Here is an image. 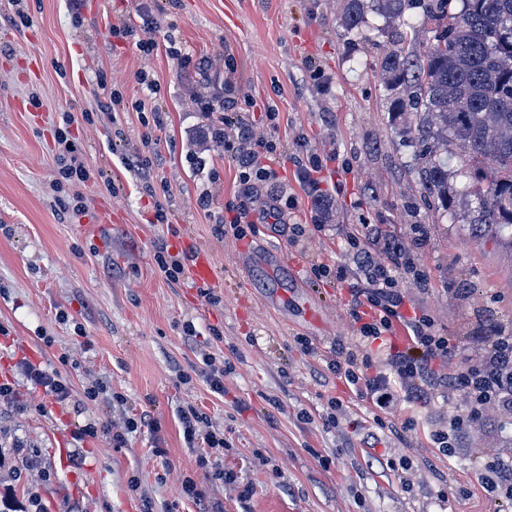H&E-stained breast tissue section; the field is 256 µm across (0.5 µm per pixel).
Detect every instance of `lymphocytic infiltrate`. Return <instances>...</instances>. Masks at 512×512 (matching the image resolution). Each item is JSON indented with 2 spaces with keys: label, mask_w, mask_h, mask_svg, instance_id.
I'll use <instances>...</instances> for the list:
<instances>
[{
  "label": "lymphocytic infiltrate",
  "mask_w": 512,
  "mask_h": 512,
  "mask_svg": "<svg viewBox=\"0 0 512 512\" xmlns=\"http://www.w3.org/2000/svg\"><path fill=\"white\" fill-rule=\"evenodd\" d=\"M238 137L247 143V151L236 150L230 141L224 149L239 161L240 183L250 186L275 179V171L259 162L261 155L272 152V142L250 127L240 128ZM348 244L352 266L364 280L363 287L353 289L351 300L358 336L354 346H338L329 369L377 410L391 416L403 404L424 403L443 394L448 421L433 430L432 440L443 455L454 456L460 439L488 409L512 414V328L496 329L477 346L463 350L461 365L453 375L439 374L437 367L453 345L450 337L435 331L429 316L416 313L407 318L402 313L406 296L398 283L399 274L410 275L420 285L425 282L404 243L387 236L378 225L365 224L358 234L349 236ZM349 267L318 265L311 272L318 278L332 273L343 281ZM397 321L404 322L408 330L402 347L391 340ZM179 421L187 447L202 446L211 455L223 453V433L210 430L206 415L196 407L181 409ZM479 471L491 499L512 505V460L494 457L482 462Z\"/></svg>",
  "instance_id": "1"
}]
</instances>
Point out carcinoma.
I'll return each mask as SVG.
<instances>
[{
	"instance_id": "carcinoma-1",
	"label": "carcinoma",
	"mask_w": 512,
	"mask_h": 512,
	"mask_svg": "<svg viewBox=\"0 0 512 512\" xmlns=\"http://www.w3.org/2000/svg\"><path fill=\"white\" fill-rule=\"evenodd\" d=\"M411 6L434 24L425 42L396 30ZM370 12L395 27L378 67L386 89L402 90L390 110L414 117L423 196L464 219L474 242L512 247V0H343L340 25L357 31Z\"/></svg>"
}]
</instances>
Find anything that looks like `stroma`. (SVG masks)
<instances>
[{"label":"stroma","mask_w":512,"mask_h":512,"mask_svg":"<svg viewBox=\"0 0 512 512\" xmlns=\"http://www.w3.org/2000/svg\"><path fill=\"white\" fill-rule=\"evenodd\" d=\"M24 6L21 19L0 0V333L25 344L0 343V383L27 403L0 404V495L20 512H196L181 494L191 479L222 512H499L469 440L452 457L432 448L429 433L447 412L441 400L403 405L402 425L383 429L369 401L326 367L335 343L355 339L357 280H317L309 270L348 262L346 238L361 224L383 225L407 245L428 279L427 288L408 286L410 304L461 347L512 325V253L470 241L424 200L377 54L340 26L336 0ZM147 18L151 53L137 38L113 40L111 26ZM141 71L155 83L148 100ZM228 76L256 106L229 113L225 134L248 125L277 145L261 159L277 181L250 190L223 144L209 141L218 115L192 104L193 95L221 93ZM101 80L122 93L121 110L107 109ZM66 112L76 118V153L94 172L77 187L79 211L53 190ZM303 149L336 155L322 173L324 204L294 179L291 158ZM283 185L297 204L277 223L265 212ZM231 204L246 205L253 234L221 233ZM326 204L335 217L320 233L310 224ZM297 224L309 227L305 241L295 239ZM164 244L210 257L220 304L188 277L161 275L155 253ZM300 336L315 355L301 351ZM208 353L228 367L220 395L206 382ZM23 361L67 373L69 399L30 390ZM99 382L105 392L87 399ZM333 399L345 414L327 428ZM189 404L223 431V468L236 483L184 444L178 413ZM140 415L148 423L125 447L102 434L73 440L81 425ZM403 456L412 463L404 476L394 467ZM247 483L255 489L243 501Z\"/></svg>","instance_id":"1"}]
</instances>
